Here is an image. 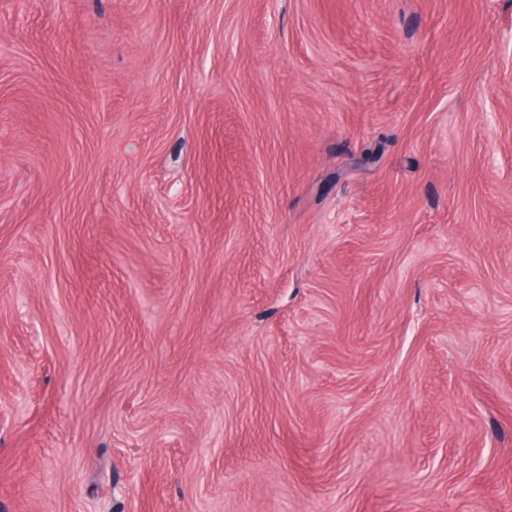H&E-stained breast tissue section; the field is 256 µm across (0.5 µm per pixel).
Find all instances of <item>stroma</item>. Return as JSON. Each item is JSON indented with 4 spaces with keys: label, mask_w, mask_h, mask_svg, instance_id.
I'll return each mask as SVG.
<instances>
[{
    "label": "stroma",
    "mask_w": 512,
    "mask_h": 512,
    "mask_svg": "<svg viewBox=\"0 0 512 512\" xmlns=\"http://www.w3.org/2000/svg\"><path fill=\"white\" fill-rule=\"evenodd\" d=\"M0 512H512V0H0Z\"/></svg>",
    "instance_id": "stroma-1"
}]
</instances>
